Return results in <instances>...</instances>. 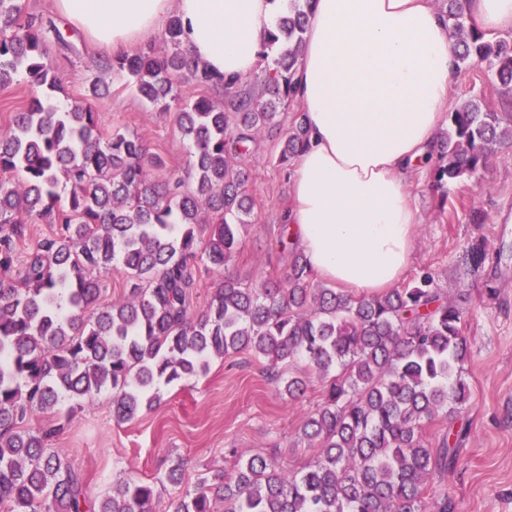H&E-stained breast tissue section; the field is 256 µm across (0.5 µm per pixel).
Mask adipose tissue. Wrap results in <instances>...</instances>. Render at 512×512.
<instances>
[{"label":"adipose tissue","instance_id":"ef3b65f1","mask_svg":"<svg viewBox=\"0 0 512 512\" xmlns=\"http://www.w3.org/2000/svg\"><path fill=\"white\" fill-rule=\"evenodd\" d=\"M476 26L512 31V0H466ZM112 52L144 43L169 15L190 55L215 77L244 79L274 56L267 33L281 0H55ZM459 78L448 20L434 0H314L296 100L308 142L283 217L312 274L375 296L411 257L419 214L409 177L432 158Z\"/></svg>","mask_w":512,"mask_h":512}]
</instances>
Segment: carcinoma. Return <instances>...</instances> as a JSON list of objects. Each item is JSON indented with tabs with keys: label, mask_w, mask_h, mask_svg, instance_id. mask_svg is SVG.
<instances>
[{
	"label": "carcinoma",
	"mask_w": 512,
	"mask_h": 512,
	"mask_svg": "<svg viewBox=\"0 0 512 512\" xmlns=\"http://www.w3.org/2000/svg\"><path fill=\"white\" fill-rule=\"evenodd\" d=\"M312 2L288 0L278 17L274 68L258 96L194 63L176 17L164 32L166 50L148 44L100 61L125 73L146 103L175 110L192 160L161 183L146 165L161 169L163 159L137 136L103 135L89 100L54 105L60 87L48 30L21 0H0V85L22 70L38 89L0 131V271L26 245L23 273L0 279V512H156L154 485L139 480L91 500L78 469L47 448L59 428L29 420L63 399L80 406L110 388L114 417L130 421L152 407L160 384L200 377L210 358L241 351L263 359L273 381L300 359L324 379L322 402L300 427L318 457L286 472L264 456H242L234 471L200 477L171 512H218L221 503L224 512H452L448 491L432 504L427 494L458 463V448L448 438L426 446L421 428L467 403L468 344L461 312L433 273L355 297L316 283L291 251L286 282L246 288L226 276L203 310L191 306L198 261L222 271L241 243L253 207L250 175L231 157L294 102ZM440 11L459 68L484 65L511 94L512 36L486 38L464 0H442ZM184 80L222 91L224 106L183 98ZM447 119L438 183L471 177L496 147L512 143V120L475 97ZM307 138L297 112L280 161L297 157ZM37 223L54 232L28 244L27 225ZM117 260L136 284L128 298L102 304L98 274ZM308 381L288 376V397L303 394Z\"/></svg>",
	"instance_id": "obj_1"
}]
</instances>
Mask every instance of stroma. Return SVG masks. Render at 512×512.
<instances>
[{"mask_svg": "<svg viewBox=\"0 0 512 512\" xmlns=\"http://www.w3.org/2000/svg\"><path fill=\"white\" fill-rule=\"evenodd\" d=\"M21 2L27 12L50 19L62 34L61 40L46 45L62 88L59 101L91 98L103 133L120 129L138 135L149 153L164 158L166 166L154 171L155 180L180 175L190 152L174 112L143 102L124 73L100 70L105 49L61 17L54 0ZM473 94L490 110L512 111V98L503 94L485 66L463 72L448 101ZM293 117V110L282 111L277 125L258 132L250 143L243 159L252 173L248 225L223 271L200 262L194 308H203L227 276L252 288L270 278H286L281 217L290 201L292 168L280 164L278 155ZM411 194L420 224L412 261L399 285L407 287L422 272H432L449 301L462 308V331L470 348L465 409L427 423L423 437L434 447L446 434L466 432L460 461L443 480L453 512H512V223L502 219L512 211V146L497 148L476 177L445 192L435 185L432 169L416 170ZM479 240L486 245V258L474 271L467 250ZM158 392L159 403L125 423L113 419L108 390L80 408L68 400L60 403L57 414L66 423L55 445L82 471L91 498L127 480H143L155 485L158 510L166 512L180 488L193 486L203 473L234 470L238 455L273 456L292 472L318 455L299 438L303 420L322 398L318 378L311 377L305 394L292 400L282 385L269 380L262 361L240 352L211 358L206 375L160 385ZM177 459L183 464L178 486L165 478Z\"/></svg>", "mask_w": 512, "mask_h": 512, "instance_id": "1", "label": "stroma"}]
</instances>
